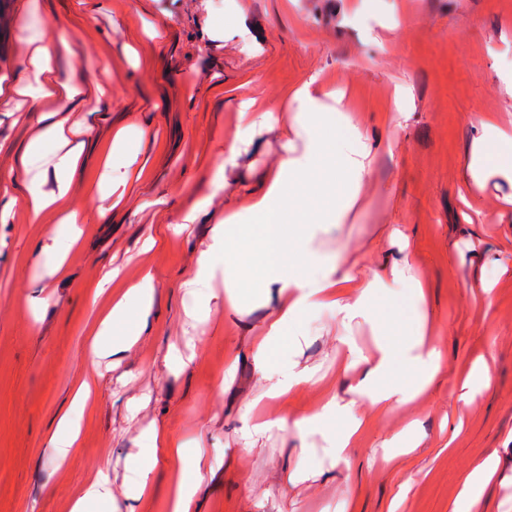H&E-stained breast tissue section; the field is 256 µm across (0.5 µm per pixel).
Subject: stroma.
Returning a JSON list of instances; mask_svg holds the SVG:
<instances>
[{
    "instance_id": "1",
    "label": "stroma",
    "mask_w": 512,
    "mask_h": 512,
    "mask_svg": "<svg viewBox=\"0 0 512 512\" xmlns=\"http://www.w3.org/2000/svg\"><path fill=\"white\" fill-rule=\"evenodd\" d=\"M39 28L65 32L54 63L63 79L85 82L83 102L66 110L87 129L84 169L70 186L83 219L59 272L51 259L31 260L51 242L54 213L34 221L16 209L0 223V512H72L77 491L102 470L116 512H168L172 483L196 480L169 449L155 450L148 493L125 495L149 430L202 437L213 470L196 480L193 512H449L464 474L492 451L500 470L482 512H512V270L480 264L485 244L512 250V180L491 168L481 185L470 177L480 119L512 132V0H11L0 31V183L39 131V108H19L14 92ZM104 68L110 87L101 93ZM310 81L367 143L391 145L372 159L351 255L363 267L399 258L386 236L403 231L427 288L422 301L406 291L398 300L423 316L442 358L437 384L418 403L371 416L340 460L330 438L346 419L335 414H323L302 443L277 429L251 449L242 439L253 418H296L321 412L324 395L346 397L335 319L306 313L311 335L295 359L318 380L269 400L252 348L270 304L250 303L240 318L227 311L223 286L203 310L183 286L214 224L284 159L292 94ZM244 97L274 118L241 139ZM396 108L391 131L382 118ZM129 125L155 133L131 143L151 177L117 206L99 191L112 183L101 154ZM236 138L240 152L226 160L224 145ZM205 195L196 223L179 227ZM112 268L118 277L92 302ZM145 268L156 279L148 326L118 366L102 367L94 408L78 419L79 451L58 462L50 441L73 404L89 330ZM480 273L495 284L488 303L472 297ZM34 294L44 303L32 310L25 299ZM489 350V384L460 400L458 372ZM414 417L426 440L383 463ZM290 471L300 476L292 486L283 482Z\"/></svg>"
}]
</instances>
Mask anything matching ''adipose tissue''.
<instances>
[{
  "label": "adipose tissue",
  "instance_id": "adipose-tissue-1",
  "mask_svg": "<svg viewBox=\"0 0 512 512\" xmlns=\"http://www.w3.org/2000/svg\"><path fill=\"white\" fill-rule=\"evenodd\" d=\"M60 36L55 29L41 30L29 40L30 77L17 86L16 93L23 99L43 101L46 108L39 119V132L21 151L15 177L1 192L6 203L0 207L1 222L17 207L35 220L46 211L55 212L59 227L52 250L58 254L77 240L79 212L69 196V187L84 166L79 125H67L58 116V104L79 100L84 94L80 82L61 80L51 61L52 44ZM293 100L296 110L285 128V138L291 144L303 142V151L290 153L283 162L267 169L258 187L248 193L246 205L225 215L223 223L214 227L210 248L198 258L184 285L205 300L216 275H223L225 305L236 314L243 312L250 297L274 301L267 333L253 348L266 381L263 395L270 399L290 394L314 378L308 369L272 363L274 352L285 340L286 328L309 311L335 315L347 358L338 376L347 382L350 397L341 400L327 396L323 409L349 417L348 426L334 436L335 453L340 456L359 439L366 413L416 402L436 384L440 355L426 347L424 326L413 318L408 321L405 341L380 340L371 355H364L350 340L348 333L353 324L363 321L379 327L388 320L391 310L381 306V299H395L399 288L409 289L414 299H423L426 283L411 250L399 262L375 265L366 276L350 266V237L343 227L353 222L357 209L364 204L363 185L369 174L368 154L360 148L362 131L349 115L339 112L333 120V136H326V114L320 93L312 84L298 88ZM480 126L487 149L472 159L473 180H481L490 165L512 179V136L488 118L481 119ZM135 134L144 138L150 131L142 128L135 132L127 127L118 130L112 139L107 159L123 166L112 182L113 189L140 184L149 177L146 165L137 164V156L129 148ZM48 152L53 155L57 188L45 193L37 187L32 171ZM310 173L319 178L321 189L331 200L330 205L315 212L306 211L304 199L296 195L300 180ZM330 236L336 239L332 255L325 249ZM313 265L319 266V276L307 274V267ZM155 289L152 272L143 271L118 301L104 308L92 327L90 366L77 383L76 410L62 415L51 439L57 461H66L76 453L75 416L90 409L98 365L106 358L120 359L136 344L152 313ZM499 463V457L491 453L466 473L449 512H475Z\"/></svg>",
  "mask_w": 512,
  "mask_h": 512
}]
</instances>
